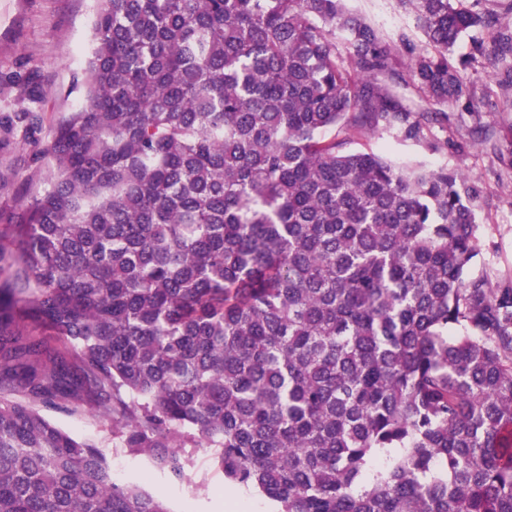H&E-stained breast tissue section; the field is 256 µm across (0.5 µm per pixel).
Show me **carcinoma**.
Returning <instances> with one entry per match:
<instances>
[{"instance_id":"carcinoma-1","label":"carcinoma","mask_w":512,"mask_h":512,"mask_svg":"<svg viewBox=\"0 0 512 512\" xmlns=\"http://www.w3.org/2000/svg\"><path fill=\"white\" fill-rule=\"evenodd\" d=\"M400 2L420 49L345 0H98L85 103L0 255V512H170L48 415L78 409L176 481L221 449L279 512H512V278L475 270L479 189L349 148L439 151L401 89L475 111L512 28Z\"/></svg>"}]
</instances>
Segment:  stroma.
Returning <instances> with one entry per match:
<instances>
[{"mask_svg":"<svg viewBox=\"0 0 512 512\" xmlns=\"http://www.w3.org/2000/svg\"><path fill=\"white\" fill-rule=\"evenodd\" d=\"M381 32H405L423 46L424 27L396 0H350ZM97 0H0V249L10 250L7 217L43 189L47 168L30 150L47 141L57 123L84 102L82 82ZM512 61L471 73L485 98L479 111L450 105L447 118L432 125L431 138L445 142L439 152L404 143L392 135L363 136L352 147L383 155L393 164L444 166L462 171L482 187L475 204L477 270L495 279L512 276V87H505ZM36 112L41 124L29 130L21 115ZM53 419L72 436L103 451L110 465L123 468L121 482L162 496L171 512H227L228 484L214 448H193L190 479L178 482L133 454L112 436V427L80 411H56Z\"/></svg>","mask_w":512,"mask_h":512,"instance_id":"obj_1","label":"stroma"}]
</instances>
